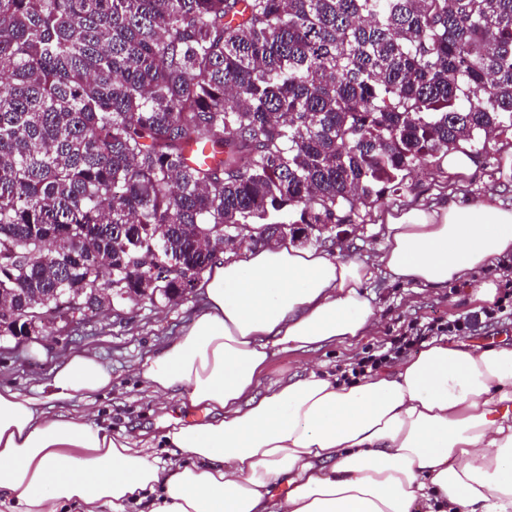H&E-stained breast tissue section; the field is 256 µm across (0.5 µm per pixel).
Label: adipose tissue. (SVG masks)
Masks as SVG:
<instances>
[{
	"label": "adipose tissue",
	"mask_w": 512,
	"mask_h": 512,
	"mask_svg": "<svg viewBox=\"0 0 512 512\" xmlns=\"http://www.w3.org/2000/svg\"><path fill=\"white\" fill-rule=\"evenodd\" d=\"M512 253V207L454 197L397 212L376 264L283 242L226 246L207 306L138 366L177 422L162 451L92 413L45 416L112 373L82 349L47 397L0 385V507L7 512H512V348L433 340L397 369L347 380L308 370L266 384L272 356L352 343L378 319L374 265L445 286Z\"/></svg>",
	"instance_id": "obj_1"
}]
</instances>
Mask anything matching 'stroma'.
Wrapping results in <instances>:
<instances>
[{
    "label": "stroma",
    "instance_id": "35a3bbf8",
    "mask_svg": "<svg viewBox=\"0 0 512 512\" xmlns=\"http://www.w3.org/2000/svg\"><path fill=\"white\" fill-rule=\"evenodd\" d=\"M455 194L465 198H485L512 207V138L488 141L483 156L473 161L469 171L453 173L427 168L412 173L408 187L397 194H386L373 207L357 206L351 223L320 234L309 233L299 247L316 246L345 258L373 259L383 241V232L396 211L409 208L432 210ZM502 298L504 311L489 320L482 313L488 301L477 297L475 289L451 285L445 288L416 289L412 284L395 282L382 268L375 269L367 284V296L380 318L379 328L353 345L327 344L314 352H288L275 356L268 369L269 380L304 374L311 363L321 371L338 373L358 362L366 352L388 345L406 330L409 322L438 320L451 322L478 316L471 331L462 334L469 345H512V254L499 258L478 276ZM206 304L204 289L195 287L182 299L167 306L147 302L128 304L122 318H96L74 331L71 337L50 331L29 338L7 336L0 339V384L28 394L46 389L54 365L74 351L94 350L100 362L112 372V387L95 401L74 397L43 405L46 414H79L97 411L113 429L127 428L145 438L161 437L168 423L187 419L189 412L179 401L158 410L155 398L134 371L138 363L163 351L179 336Z\"/></svg>",
    "mask_w": 512,
    "mask_h": 512
}]
</instances>
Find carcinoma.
<instances>
[{
  "mask_svg": "<svg viewBox=\"0 0 512 512\" xmlns=\"http://www.w3.org/2000/svg\"><path fill=\"white\" fill-rule=\"evenodd\" d=\"M492 135L512 0H0V336L58 288L181 299L218 245L345 224Z\"/></svg>",
  "mask_w": 512,
  "mask_h": 512,
  "instance_id": "cac0c4a2",
  "label": "carcinoma"
}]
</instances>
